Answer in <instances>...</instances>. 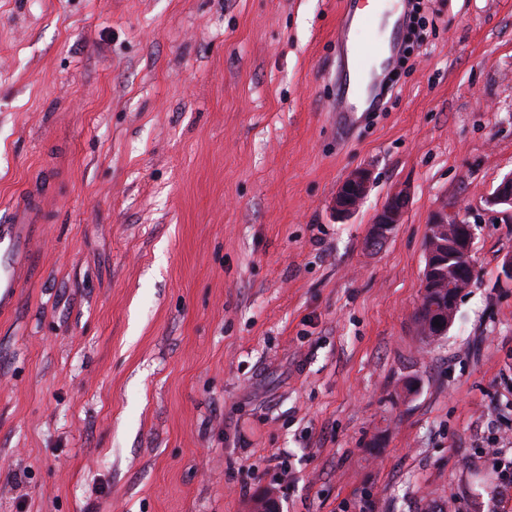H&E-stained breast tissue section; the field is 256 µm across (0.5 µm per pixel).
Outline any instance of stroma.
<instances>
[{
	"label": "stroma",
	"instance_id": "stroma-1",
	"mask_svg": "<svg viewBox=\"0 0 512 512\" xmlns=\"http://www.w3.org/2000/svg\"><path fill=\"white\" fill-rule=\"evenodd\" d=\"M338 124L342 0H0V216L49 180L0 312V512H498L512 447V0H424ZM360 167L364 204L333 199ZM410 191L378 249L370 225ZM474 224L441 338L433 213ZM372 183L373 173L369 168L360 167L350 173L339 187L333 202L339 222L347 221L359 211ZM448 264L443 267L444 270L448 268V288H435L430 289L422 287V295L420 304L417 308L415 320L418 326L419 334L422 339L427 341L435 340L437 337L438 326L435 327L434 321L439 320L448 315V309L452 312L456 310L458 293L457 285L460 281H467L472 283L477 276V270L473 263L470 266L466 263V269L456 268L457 261L452 258L451 247H448ZM458 271V275L456 273ZM450 303V305H448Z\"/></svg>",
	"mask_w": 512,
	"mask_h": 512
}]
</instances>
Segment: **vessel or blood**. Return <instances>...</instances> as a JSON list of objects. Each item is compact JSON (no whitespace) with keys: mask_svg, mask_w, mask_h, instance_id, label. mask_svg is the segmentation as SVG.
<instances>
[{"mask_svg":"<svg viewBox=\"0 0 512 512\" xmlns=\"http://www.w3.org/2000/svg\"><path fill=\"white\" fill-rule=\"evenodd\" d=\"M381 15H363L362 0H344L336 25L335 95L330 109L346 119L380 108L386 80L404 36L407 0H383ZM43 192L21 195L0 221V304L13 303L32 238L23 227L40 223Z\"/></svg>","mask_w":512,"mask_h":512,"instance_id":"b4317fda","label":"vessel or blood"}]
</instances>
